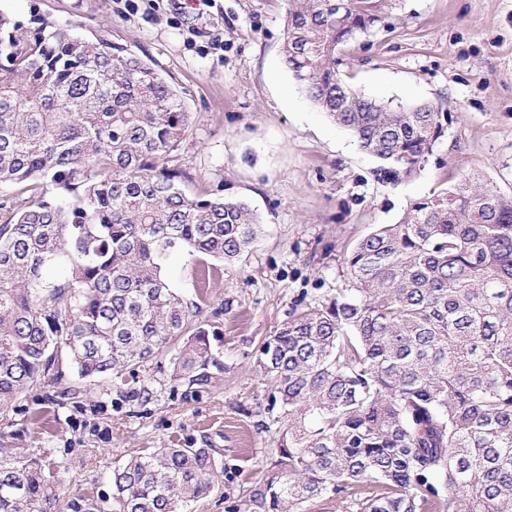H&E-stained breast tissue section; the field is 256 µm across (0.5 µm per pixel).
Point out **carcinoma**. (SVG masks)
Here are the masks:
<instances>
[{
  "label": "carcinoma",
  "instance_id": "cac0c4a2",
  "mask_svg": "<svg viewBox=\"0 0 512 512\" xmlns=\"http://www.w3.org/2000/svg\"><path fill=\"white\" fill-rule=\"evenodd\" d=\"M342 2L291 0L284 63L397 181L433 152L442 115L343 81L339 46L386 0ZM189 119L168 80L106 35L45 21L26 35L0 14V186L28 194L0 224V512H45L52 496L49 464L9 416L26 390L68 371L77 394L172 342V381L204 392L224 375L220 333L163 264L176 249L233 263L263 224L161 164ZM346 265L347 292L293 308L256 351L279 431L242 512H299L356 487L350 512H512V197L465 175L378 225ZM223 477L214 448H157L112 470L114 512H191Z\"/></svg>",
  "mask_w": 512,
  "mask_h": 512
}]
</instances>
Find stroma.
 <instances>
[{
    "mask_svg": "<svg viewBox=\"0 0 512 512\" xmlns=\"http://www.w3.org/2000/svg\"><path fill=\"white\" fill-rule=\"evenodd\" d=\"M287 11L288 0H0L28 33L44 20L86 37L102 31L149 60L191 113L167 166L194 193L245 200L264 224L249 252L208 277L183 250L163 269L221 334L224 379L212 389L193 392L150 363L73 396L69 375L22 394L27 442L55 475L47 512H72L75 499L112 512L114 467L206 437L222 448L226 476L195 510L233 512L276 448L257 345L297 300L350 288L346 254L415 200L464 174L512 196V0H387L380 22L341 46L355 89L448 115L424 167L397 185L298 91L281 52Z\"/></svg>",
    "mask_w": 512,
    "mask_h": 512,
    "instance_id": "obj_1",
    "label": "stroma"
}]
</instances>
